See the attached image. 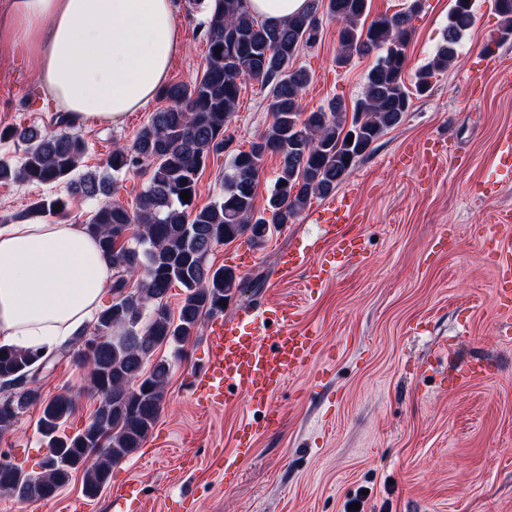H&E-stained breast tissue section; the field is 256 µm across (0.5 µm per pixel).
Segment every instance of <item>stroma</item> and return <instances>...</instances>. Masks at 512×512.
<instances>
[{
	"instance_id": "obj_1",
	"label": "stroma",
	"mask_w": 512,
	"mask_h": 512,
	"mask_svg": "<svg viewBox=\"0 0 512 512\" xmlns=\"http://www.w3.org/2000/svg\"><path fill=\"white\" fill-rule=\"evenodd\" d=\"M187 49L173 63L171 81L191 82L206 67L205 11L179 0ZM450 0H424L414 17L408 68L425 65L448 25ZM474 24L454 64L413 97L402 122L374 143L337 187L355 196V230L365 252L313 295L302 283L307 268L281 282L282 253L308 252L321 262L332 241L313 211L269 235L262 246L246 239L214 247L210 260L242 276L233 301L204 318L199 335L172 371L168 394L151 434L112 471L92 501L111 512L114 491L139 500L140 512H512V315L500 306L502 272L488 238L499 233L497 209L512 208V182L502 181L496 157L500 136L512 129V40L500 43V69L478 72L472 61L499 33L493 0H473ZM336 22L323 24L317 45L299 50L295 63L313 80L304 103L331 97L346 104L361 95L375 62L368 55L336 63ZM483 84L481 100L468 96ZM259 83L242 87L230 132L248 149L270 121ZM160 99L130 113L119 126L82 128L84 167L105 174L113 143H128L161 108ZM58 111L38 84L23 51L0 46V127L51 126ZM451 145L437 170H422L426 149ZM43 187L0 184V225L12 223L44 195ZM298 305L319 343L311 362L275 395L281 420L274 431L251 432L254 452L225 487L215 459L232 452L246 432L241 406L210 409L189 394L191 378L208 353V335L220 322L263 301ZM482 364L483 376L448 384V361ZM43 396L68 390L79 398L72 428L88 425L99 404L84 388V371L71 357H54L42 373ZM38 407L0 435V455L26 471L40 469L46 447L37 432ZM82 477L48 501L0 495V512H69L82 498Z\"/></svg>"
}]
</instances>
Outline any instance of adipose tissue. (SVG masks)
I'll return each instance as SVG.
<instances>
[{
  "label": "adipose tissue",
  "instance_id": "adipose-tissue-1",
  "mask_svg": "<svg viewBox=\"0 0 512 512\" xmlns=\"http://www.w3.org/2000/svg\"><path fill=\"white\" fill-rule=\"evenodd\" d=\"M0 45L24 46L76 128L122 124L185 46L178 0H0ZM112 269L82 225L0 226V344L49 351L86 327Z\"/></svg>",
  "mask_w": 512,
  "mask_h": 512
}]
</instances>
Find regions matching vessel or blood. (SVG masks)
Returning <instances> with one entry per match:
<instances>
[{"mask_svg": "<svg viewBox=\"0 0 512 512\" xmlns=\"http://www.w3.org/2000/svg\"><path fill=\"white\" fill-rule=\"evenodd\" d=\"M354 211V201L348 196L322 211L327 233L336 243L335 263L310 267L303 254L288 252L280 257V280L288 281L305 266L309 269L306 288H317L335 267L360 257L362 244L349 233ZM315 344V330L300 325L296 311L272 302L246 307L232 323L214 328L204 368L193 380L192 395L208 407L244 401L249 422L269 428L273 397L290 375L303 368Z\"/></svg>", "mask_w": 512, "mask_h": 512, "instance_id": "1", "label": "vessel or blood"}]
</instances>
